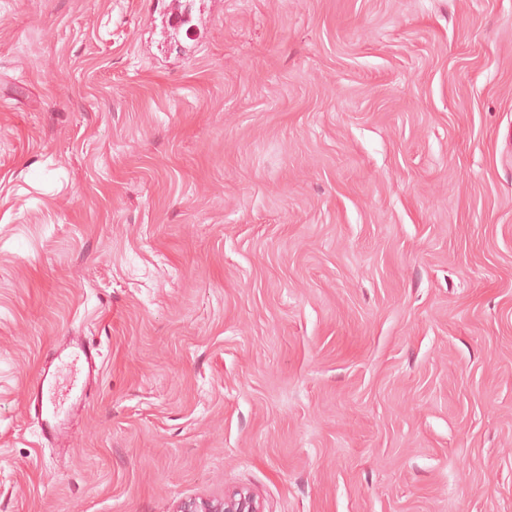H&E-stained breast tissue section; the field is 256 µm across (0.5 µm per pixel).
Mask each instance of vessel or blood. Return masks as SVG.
<instances>
[{"instance_id": "vessel-or-blood-1", "label": "vessel or blood", "mask_w": 512, "mask_h": 512, "mask_svg": "<svg viewBox=\"0 0 512 512\" xmlns=\"http://www.w3.org/2000/svg\"><path fill=\"white\" fill-rule=\"evenodd\" d=\"M99 356V350L87 344L80 336L73 337L71 343L57 354L58 359L64 363L82 362L86 376L90 379L99 373ZM57 387L56 374L43 373L31 397V402L40 417V436L47 441L63 437L69 417L76 409L86 404L85 385H70L67 400L63 403L56 399Z\"/></svg>"}]
</instances>
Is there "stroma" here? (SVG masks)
<instances>
[{
  "label": "stroma",
  "mask_w": 512,
  "mask_h": 512,
  "mask_svg": "<svg viewBox=\"0 0 512 512\" xmlns=\"http://www.w3.org/2000/svg\"><path fill=\"white\" fill-rule=\"evenodd\" d=\"M238 489L512 512V0H0V512ZM100 351L87 344L82 336H74L72 342L57 353L56 358L62 364L69 361H81L86 369L84 381L72 384L68 389V405L60 403L56 399L58 380L55 371L44 372L39 378L37 386L32 392L31 404H34L35 412L40 417V436L46 442L57 440L66 434V423L72 413L78 408H84L86 404V387L91 378H96L99 373L98 359Z\"/></svg>",
  "instance_id": "35a3bbf8"
}]
</instances>
